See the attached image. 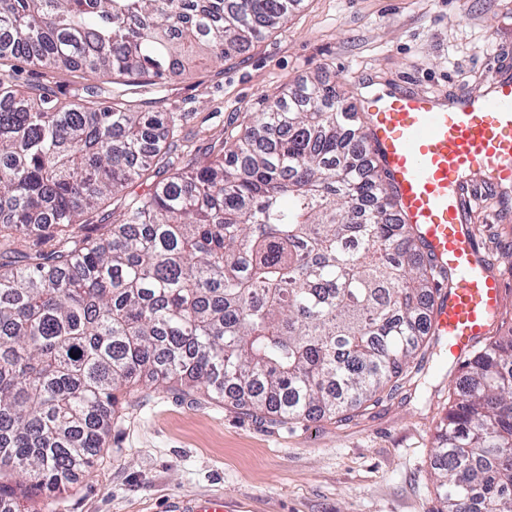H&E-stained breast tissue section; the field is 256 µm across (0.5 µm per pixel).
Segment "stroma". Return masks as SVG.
Returning <instances> with one entry per match:
<instances>
[{
	"instance_id": "35a3bbf8",
	"label": "stroma",
	"mask_w": 512,
	"mask_h": 512,
	"mask_svg": "<svg viewBox=\"0 0 512 512\" xmlns=\"http://www.w3.org/2000/svg\"><path fill=\"white\" fill-rule=\"evenodd\" d=\"M512 74V0H300L284 23L249 51L155 86H130L149 112H172L178 130L147 191L173 169L221 154L287 87L317 77L355 108L395 91L481 92L487 63ZM17 89L37 85L73 101L93 84L85 70L0 63ZM479 208L472 224L504 280L495 336L512 329V185L466 173ZM443 344H435L421 387L404 384L364 416L337 425L260 421L230 400L183 395L142 378L120 394L104 450L64 493V512H173L179 502L221 494L244 512H436L431 477L436 428L448 409Z\"/></svg>"
}]
</instances>
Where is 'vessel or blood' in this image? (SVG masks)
I'll return each instance as SVG.
<instances>
[{"instance_id": "1", "label": "vessel or blood", "mask_w": 512, "mask_h": 512, "mask_svg": "<svg viewBox=\"0 0 512 512\" xmlns=\"http://www.w3.org/2000/svg\"><path fill=\"white\" fill-rule=\"evenodd\" d=\"M372 153L436 270L450 281L433 314L449 362L470 355L488 335L503 302L501 276L491 271L471 224L462 186L487 169L512 182V76L491 69L484 93L460 92L448 103L433 93L374 97L365 112Z\"/></svg>"}]
</instances>
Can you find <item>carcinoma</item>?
I'll list each match as a JSON object with an SVG mask.
<instances>
[{"label": "carcinoma", "instance_id": "1", "mask_svg": "<svg viewBox=\"0 0 512 512\" xmlns=\"http://www.w3.org/2000/svg\"><path fill=\"white\" fill-rule=\"evenodd\" d=\"M297 0H0V59L148 83L229 60ZM119 95L61 105L0 79V476L59 495L90 468L142 374L262 416L342 423L393 395L430 346L438 276L319 79L284 91L224 154L136 195L174 134ZM448 376L438 512H512V335Z\"/></svg>", "mask_w": 512, "mask_h": 512}]
</instances>
